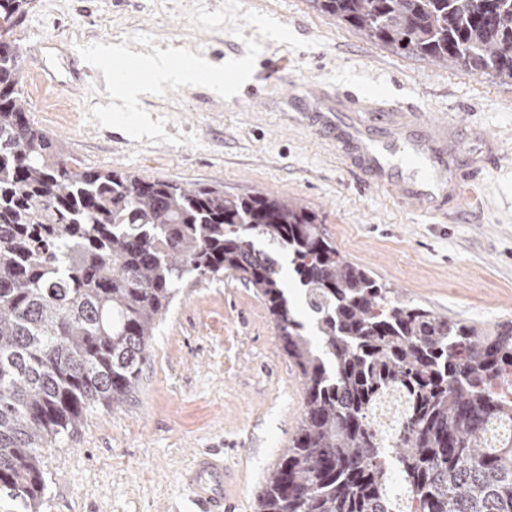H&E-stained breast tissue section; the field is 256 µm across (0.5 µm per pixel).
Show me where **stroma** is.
Returning <instances> with one entry per match:
<instances>
[{
  "instance_id": "obj_1",
  "label": "stroma",
  "mask_w": 512,
  "mask_h": 512,
  "mask_svg": "<svg viewBox=\"0 0 512 512\" xmlns=\"http://www.w3.org/2000/svg\"><path fill=\"white\" fill-rule=\"evenodd\" d=\"M221 0H33L14 30L22 57L46 40L71 47L121 44L136 34L186 47L214 65L243 57L247 38L191 26ZM288 25L309 50L264 40L237 96L183 87L140 101L170 135L198 146L135 141L99 127L109 104L92 70L79 91L22 77L31 119L84 167L112 168L226 192L295 198L316 211L337 250L403 301L486 327L512 322V83L438 67L363 39L307 0H244ZM319 83L410 102L448 125V185L439 210L414 209L392 189L363 182L337 128L314 119ZM478 169L471 190L460 175ZM304 399L298 372L267 306L233 274L183 281L151 340L133 397L86 415L44 455L38 512H198L183 473L198 451L220 449L235 474L226 512H255L268 472L289 448Z\"/></svg>"
}]
</instances>
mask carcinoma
Segmentation results:
<instances>
[{
    "label": "carcinoma",
    "instance_id": "1",
    "mask_svg": "<svg viewBox=\"0 0 512 512\" xmlns=\"http://www.w3.org/2000/svg\"><path fill=\"white\" fill-rule=\"evenodd\" d=\"M308 2L396 54L512 82V0ZM31 3L0 0V512H37L44 452L133 395L184 279L226 271L265 300L304 392L257 512H512V326L397 299L295 199L71 164L20 92L10 36Z\"/></svg>",
    "mask_w": 512,
    "mask_h": 512
}]
</instances>
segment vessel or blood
Returning a JSON list of instances; mask_svg holds the SVG:
<instances>
[{
    "label": "vessel or blood",
    "mask_w": 512,
    "mask_h": 512,
    "mask_svg": "<svg viewBox=\"0 0 512 512\" xmlns=\"http://www.w3.org/2000/svg\"><path fill=\"white\" fill-rule=\"evenodd\" d=\"M59 42H44L30 59L34 75L49 85L79 87L78 79L60 80L50 59ZM314 101L329 112L343 113L349 118L346 135L355 149V166L366 183L382 186L388 183L391 159L399 150L408 148L431 163L430 172L418 179L399 185L398 196L413 207L436 208L441 192L447 185L443 163L448 127L423 121L412 105L391 97H369L353 90H339L324 85L313 92ZM381 113L386 117L387 131L374 136L366 131L363 113ZM185 481L202 512H224V457L217 452L195 455L185 472Z\"/></svg>",
    "instance_id": "obj_1"
}]
</instances>
